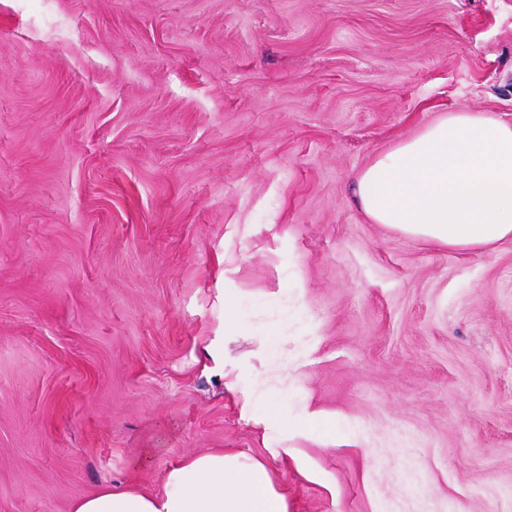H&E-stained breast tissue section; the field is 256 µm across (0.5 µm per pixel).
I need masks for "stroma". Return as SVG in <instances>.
Segmentation results:
<instances>
[{"label":"stroma","mask_w":512,"mask_h":512,"mask_svg":"<svg viewBox=\"0 0 512 512\" xmlns=\"http://www.w3.org/2000/svg\"><path fill=\"white\" fill-rule=\"evenodd\" d=\"M512 122V0H0V512L263 461L289 512H512V240L373 223ZM365 214L452 249L512 240V124L448 112L378 154L356 180Z\"/></svg>","instance_id":"obj_1"}]
</instances>
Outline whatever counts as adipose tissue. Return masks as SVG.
<instances>
[{"label": "adipose tissue", "mask_w": 512, "mask_h": 512, "mask_svg": "<svg viewBox=\"0 0 512 512\" xmlns=\"http://www.w3.org/2000/svg\"><path fill=\"white\" fill-rule=\"evenodd\" d=\"M365 214L404 234L452 249L512 240V124L451 112L378 154L356 180ZM71 512H288L264 463L241 453L186 456L161 492L107 482Z\"/></svg>", "instance_id": "obj_1"}]
</instances>
